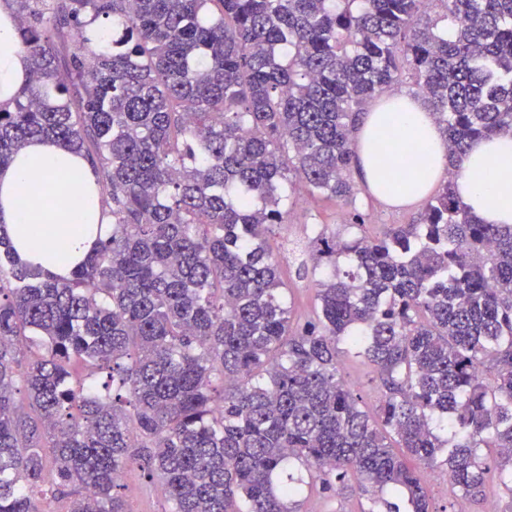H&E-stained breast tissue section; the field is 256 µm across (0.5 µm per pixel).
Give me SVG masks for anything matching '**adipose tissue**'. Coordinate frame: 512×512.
Segmentation results:
<instances>
[{
	"label": "adipose tissue",
	"instance_id": "obj_1",
	"mask_svg": "<svg viewBox=\"0 0 512 512\" xmlns=\"http://www.w3.org/2000/svg\"><path fill=\"white\" fill-rule=\"evenodd\" d=\"M16 13L0 0V107L7 108L26 76V58L16 40ZM358 164L368 187L381 174L373 153L392 142L399 153L413 143L427 146L425 156L402 166L392 178L394 203L425 196L442 178L447 164L444 135L430 113L402 93L381 98L355 134ZM41 182L42 196L30 192ZM459 199L484 224H512V135L475 140L455 179ZM99 218V193L88 165L58 144L35 139L8 164L0 166V223L5 224L19 259L58 276L70 273L93 245L75 213Z\"/></svg>",
	"mask_w": 512,
	"mask_h": 512
}]
</instances>
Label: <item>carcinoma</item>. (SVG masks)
<instances>
[{
    "mask_svg": "<svg viewBox=\"0 0 512 512\" xmlns=\"http://www.w3.org/2000/svg\"><path fill=\"white\" fill-rule=\"evenodd\" d=\"M439 2L18 0L29 72L0 166L34 138L81 155L112 234L65 278L0 223V512H127L131 465L169 512H297V465L435 512L393 437L464 495L493 467L512 494V224L453 183L472 141L512 133V0ZM395 83L442 129L448 177L420 224L313 230L299 325L272 228L299 187L355 207L353 134ZM342 344L379 375L373 414Z\"/></svg>",
    "mask_w": 512,
    "mask_h": 512,
    "instance_id": "obj_1",
    "label": "carcinoma"
}]
</instances>
